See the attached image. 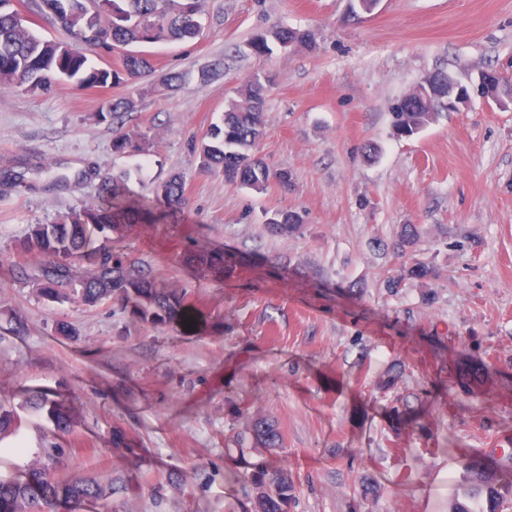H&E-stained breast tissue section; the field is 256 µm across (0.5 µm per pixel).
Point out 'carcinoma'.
Wrapping results in <instances>:
<instances>
[{
    "label": "carcinoma",
    "mask_w": 512,
    "mask_h": 512,
    "mask_svg": "<svg viewBox=\"0 0 512 512\" xmlns=\"http://www.w3.org/2000/svg\"><path fill=\"white\" fill-rule=\"evenodd\" d=\"M61 5L54 19L69 32L72 42H57L40 37L34 23L0 0V91L24 88L28 92L47 91L65 82L95 88L112 83L120 85L151 72L150 59L131 51L122 58V71L99 68L80 52L75 44L93 46L99 51L131 45H148L170 41H188L201 32L200 18L206 0H51ZM291 40L309 45L314 40L310 31L278 26L268 35H258L250 43L257 56H268L278 40ZM443 88L437 93H422L418 101L404 111L392 108L393 134L413 137L448 111V86L455 76L445 74ZM269 79L258 74L246 81L224 108L220 121L207 132L198 145L201 167L224 180L263 191L271 181L285 187L292 180L286 169L271 170L256 149L265 136L263 120ZM135 108L129 97L108 100L101 112L116 118ZM146 142L145 134L130 131L115 141L122 152ZM130 189L125 177L104 176L99 184L100 205L95 209L75 211L58 224H33L21 254L39 261L38 277L49 296L59 295V288L76 281L82 300L96 305L111 297L133 298L136 310L145 320L179 319L188 325L196 317L178 290L158 282L151 274L125 264L112 253V247L123 241L129 224H116L127 205ZM184 185L180 175L172 174L160 182L155 200L162 205L179 207L183 203ZM302 217L295 211H276L266 228L272 235H290L301 230ZM420 229L415 224L402 226L391 248L404 254L417 245ZM88 264L90 276L76 279V268ZM436 276L433 264L416 259L400 274L389 278L385 287L396 291L407 281L425 283ZM40 405L49 406L56 424L67 427L63 404L50 394L40 395ZM256 444L265 448L280 447L281 437L274 425L259 420L253 424ZM473 506L458 504L453 512H499L507 494L494 476L477 463L465 467ZM261 491L256 498V512H284L291 498L293 484L288 472L275 470L257 476ZM100 487L92 482L63 478L48 468H34L25 481L0 478V512H49L52 502L60 497L92 498Z\"/></svg>",
    "instance_id": "carcinoma-1"
}]
</instances>
